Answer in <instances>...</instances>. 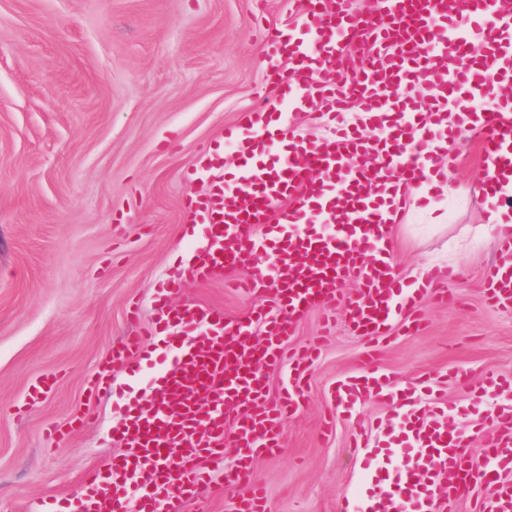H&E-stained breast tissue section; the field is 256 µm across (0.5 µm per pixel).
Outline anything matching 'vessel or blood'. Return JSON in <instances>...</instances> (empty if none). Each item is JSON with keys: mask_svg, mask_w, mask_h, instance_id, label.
<instances>
[{"mask_svg": "<svg viewBox=\"0 0 512 512\" xmlns=\"http://www.w3.org/2000/svg\"><path fill=\"white\" fill-rule=\"evenodd\" d=\"M364 22L345 0H304L293 35L265 32L268 59L278 61L268 80L278 102L257 96L244 121L225 130L201 161L224 165L232 145L240 161L233 181L214 183L202 197H187L188 221L206 227L181 277L156 300L151 324L137 327L112 348L116 360L149 357L153 342L162 371L124 410L114 434L123 453L105 471L90 475L69 512H210L207 489L248 487L234 512H268L252 462L279 453L283 423L299 408L303 352L288 387L267 397L269 368L286 362L284 345L314 309L333 320L344 309L348 326L371 340L386 338L395 323L407 334L423 328L420 301L440 302L450 271L430 269L418 287L398 280L390 250L391 227L402 216L407 194L433 177L444 156L435 142L457 116L448 99L488 96L494 80L512 79V0H376ZM459 68L449 74L448 60ZM350 73L345 90L325 81ZM423 87L434 99L429 115L414 119L411 93ZM472 126L480 138V188L489 195L512 176V111L489 98ZM359 102L363 128L339 123L350 102ZM306 112L325 109L330 137L311 144L288 130L279 104ZM373 166H366V157ZM276 254L272 266L257 259ZM250 267L233 286L246 294L270 293L244 320L229 322L222 310L171 305L169 294L184 280L206 282L216 273ZM358 286L345 295L342 283ZM488 306L512 310V243H503L483 276ZM261 329L254 342L252 326ZM360 373L336 384L344 413L370 395L398 406L404 430L385 440L399 453L396 467L376 477L375 499L361 512H448L466 500L473 484L484 487L474 512H512V408L492 412L483 424L482 457L467 451L440 408L423 423L412 420L409 396L392 387L377 349L366 352ZM240 448L235 466L222 467L225 443Z\"/></svg>", "mask_w": 512, "mask_h": 512, "instance_id": "vessel-or-blood-1", "label": "vessel or blood"}]
</instances>
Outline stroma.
<instances>
[{"label":"stroma","instance_id":"35a3bbf8","mask_svg":"<svg viewBox=\"0 0 512 512\" xmlns=\"http://www.w3.org/2000/svg\"><path fill=\"white\" fill-rule=\"evenodd\" d=\"M298 9L299 0H0V512L68 499L120 453L121 408L154 370L132 373L109 354L133 330L131 308L148 323L160 285L202 237L203 226L185 224L182 201L207 192L202 154L269 89L265 28L294 27ZM452 152L436 183L415 187L391 252L406 282L431 267L455 270L454 299L425 302L426 328L395 332L379 361L408 386L436 378L418 395L422 415L451 409L479 455L481 417L512 406V386L487 384L512 378V311L483 299L495 249L483 234L481 146L469 132ZM224 280L187 282L173 302L230 318L263 303ZM312 343L318 356L282 450L255 463L269 512H336L341 496L362 500L371 470L389 464L379 434L397 417L385 401L361 402L320 434L337 381L357 373L368 340L345 314L328 330L313 311L286 353ZM105 367L112 388L92 400ZM47 374L55 388L29 403ZM83 414L85 429L53 440Z\"/></svg>","mask_w":512,"mask_h":512}]
</instances>
